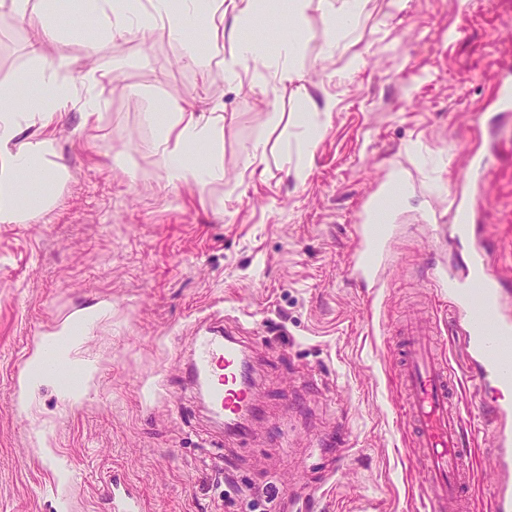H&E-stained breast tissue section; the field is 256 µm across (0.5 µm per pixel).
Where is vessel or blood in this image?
<instances>
[{
	"label": "vessel or blood",
	"instance_id": "vessel-or-blood-1",
	"mask_svg": "<svg viewBox=\"0 0 512 512\" xmlns=\"http://www.w3.org/2000/svg\"><path fill=\"white\" fill-rule=\"evenodd\" d=\"M458 241L471 240L470 212L462 194L454 196ZM392 226L383 224L377 203L358 217L357 242L361 278L380 280ZM447 289L448 306L464 317L468 378L476 388L495 385L501 398L484 405L483 415L498 425L493 435L495 468L512 473V317L502 310L501 281L481 244L472 247L465 275L448 271L438 280ZM402 365L397 387L404 408L406 436L420 454L422 486L430 512H461L473 474L475 457L463 452V420L459 413L457 380L446 359L437 354L429 326L417 319L400 326ZM245 340L236 331L207 329L197 336L186 367L189 385L203 394L216 419L232 420L251 405L252 393L241 372ZM113 512H142L143 504L128 493L119 474L103 479Z\"/></svg>",
	"mask_w": 512,
	"mask_h": 512
}]
</instances>
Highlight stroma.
<instances>
[{"label":"stroma","instance_id":"35a3bbf8","mask_svg":"<svg viewBox=\"0 0 512 512\" xmlns=\"http://www.w3.org/2000/svg\"><path fill=\"white\" fill-rule=\"evenodd\" d=\"M31 3L61 34L39 39L29 21L0 13V85L35 97L37 39L44 63L101 109L88 129L75 108L58 123L66 171L48 214L0 225V512H110L105 471L124 477L145 512H426L395 325L411 309L431 312L462 386L464 441L487 452L481 406L494 392L468 380L433 283L468 266L469 245L448 246L461 189L512 315V112L490 102L512 67V0L368 9L351 36L366 65L353 74L346 52L322 57L319 0L300 19L266 13L268 59L280 39L298 40L310 95L336 100L310 147L288 93L248 74L225 81L230 48L206 38L211 0L183 33L123 39L99 14ZM173 97L222 109V180L165 187L143 115ZM257 141L266 159L249 171L244 150ZM475 153L491 157L477 176ZM395 169L409 196L375 290L351 272L355 224ZM217 311L243 329L258 367L260 412L241 445L183 382L191 339ZM83 319L70 353L90 368L81 397L50 380L23 389L44 338Z\"/></svg>","mask_w":512,"mask_h":512}]
</instances>
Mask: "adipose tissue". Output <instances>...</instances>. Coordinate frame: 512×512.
<instances>
[{"instance_id": "1", "label": "adipose tissue", "mask_w": 512, "mask_h": 512, "mask_svg": "<svg viewBox=\"0 0 512 512\" xmlns=\"http://www.w3.org/2000/svg\"><path fill=\"white\" fill-rule=\"evenodd\" d=\"M328 35L323 44L325 56H333L356 27L369 0H321ZM196 0H182L173 9L171 0H149L147 9L130 11L125 0H89L94 12L109 18L112 38H122L132 29L156 25L178 31L187 27ZM296 46L283 42L280 60L268 66L259 40L236 42L224 59V74L238 81L243 72L261 74L270 70L277 89L290 92L300 101H308L305 75L295 64ZM43 98L37 108H30L15 88L0 86V224H26L40 219L48 211L54 190L62 179L64 166L59 161L55 126L65 112L78 107L84 121L97 116L99 101L93 96H78L69 84L59 80L53 66L41 68L39 77ZM168 122L156 126L153 147L160 151L167 185L203 186L222 180L224 168L218 160L224 134V114L218 110L188 112L177 102L168 105ZM206 153L205 163L190 162L189 152ZM77 340V328L68 324L49 337L52 354H38L31 361L29 382L44 378L60 381L65 392L78 396L79 389L65 374V355Z\"/></svg>"}]
</instances>
